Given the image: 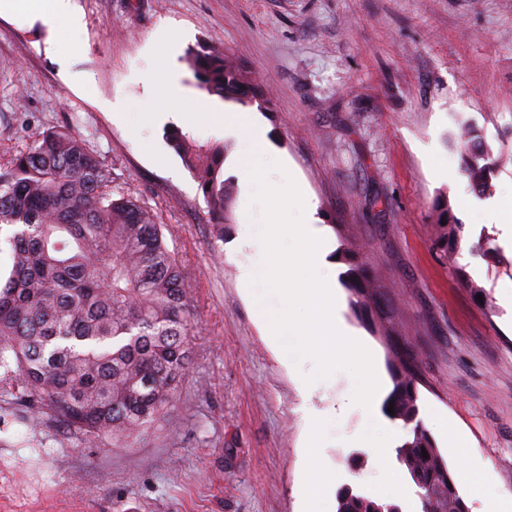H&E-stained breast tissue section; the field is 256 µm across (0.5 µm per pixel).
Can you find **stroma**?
Segmentation results:
<instances>
[{
    "label": "stroma",
    "mask_w": 512,
    "mask_h": 512,
    "mask_svg": "<svg viewBox=\"0 0 512 512\" xmlns=\"http://www.w3.org/2000/svg\"><path fill=\"white\" fill-rule=\"evenodd\" d=\"M45 15L0 13V165L36 133L69 128L112 170L113 192L158 215L184 268L197 318L192 369L166 421L129 447L81 445L51 414L0 400V512H302L306 406L326 414L315 460L333 479L324 508L352 484L381 496V476L400 470L369 439L402 421L353 404L344 371L304 396L243 264L259 267L258 226L243 186L234 221L212 234L208 205L168 145L176 127L200 143L223 141L206 122H184L186 99L161 98L141 71H177L199 94L184 51L212 37L258 73L269 107L250 111L266 137L254 152L282 162L331 240L334 279L343 239L366 245L395 304L398 339L418 361L419 418L450 467L467 439L487 488L512 496V245L495 212L470 205L459 171V122L499 148L512 136V0H72L79 28ZM166 25L179 52L155 42ZM119 100L124 116L102 107ZM163 112L146 125L145 112ZM448 198L464 226L458 252L433 247L432 204ZM490 238L489 250L474 243Z\"/></svg>",
    "instance_id": "1"
}]
</instances>
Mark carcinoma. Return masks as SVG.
<instances>
[{"mask_svg": "<svg viewBox=\"0 0 512 512\" xmlns=\"http://www.w3.org/2000/svg\"><path fill=\"white\" fill-rule=\"evenodd\" d=\"M186 56L198 85L225 102H267L253 74L208 41ZM460 171L481 196L492 192L502 153L480 130L460 131ZM168 145L192 171L213 215L215 237L231 223L234 178L224 177L229 146L196 144L178 128ZM433 211L440 232L433 246L455 252L464 225L448 199ZM11 267L0 278V395L65 422L85 445H128L162 425L192 363L193 316L187 278L153 210L112 192V172L78 134L46 131L0 167V226ZM351 309L383 332L392 323L379 269L362 248L343 249ZM385 406L412 425L396 448L417 488L421 512H471L454 472L418 420L416 358L410 350L390 366ZM428 457L422 456V451ZM337 512H402V507L345 484Z\"/></svg>", "mask_w": 512, "mask_h": 512, "instance_id": "1", "label": "carcinoma"}]
</instances>
